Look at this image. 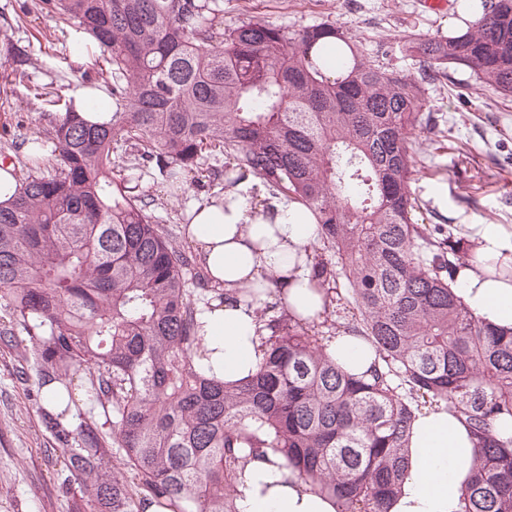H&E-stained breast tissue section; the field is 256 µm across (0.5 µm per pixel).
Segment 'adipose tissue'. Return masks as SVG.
<instances>
[{"label":"adipose tissue","instance_id":"adipose-tissue-1","mask_svg":"<svg viewBox=\"0 0 512 512\" xmlns=\"http://www.w3.org/2000/svg\"><path fill=\"white\" fill-rule=\"evenodd\" d=\"M252 179L204 195L185 214V234L213 286L223 289V304L200 305L198 321L207 376L237 381L256 372L259 349L257 298L278 289L284 309L311 320L323 310V298L310 282L307 255L317 237L312 214L282 197L258 202ZM476 263L461 270L458 293L480 319L512 327V277L495 263L512 267V235L501 225L479 224L471 236ZM330 355L350 373L363 374L375 351L362 337H336ZM409 475L391 512H457L459 488L473 459L467 429L445 408L421 414L410 437ZM239 512H337L332 500L301 483L293 468L275 453L253 458L238 486Z\"/></svg>","mask_w":512,"mask_h":512}]
</instances>
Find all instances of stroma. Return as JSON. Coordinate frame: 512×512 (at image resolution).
<instances>
[{"mask_svg": "<svg viewBox=\"0 0 512 512\" xmlns=\"http://www.w3.org/2000/svg\"><path fill=\"white\" fill-rule=\"evenodd\" d=\"M36 0H0V158L13 162L18 179L29 170L30 140L57 121L73 94L93 73L85 46L71 28L35 6ZM448 12L423 11L420 0H224V21L262 20L298 29L331 21L358 36L414 32L448 35ZM32 59L29 82L7 81L8 47ZM426 111L442 117L445 137L429 145L425 169L411 190L432 211L434 223L470 233L475 224L512 230V100L502 99L466 70L453 71L444 89H429ZM223 178L174 187L143 180L157 223L182 249L184 212L201 195L223 189ZM18 349L0 343V512H72L57 485L62 453L42 423L43 392L15 376Z\"/></svg>", "mask_w": 512, "mask_h": 512, "instance_id": "1", "label": "stroma"}]
</instances>
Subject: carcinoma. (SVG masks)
I'll list each match as a JSON object with an SVG mask.
<instances>
[{"label":"carcinoma","mask_w":512,"mask_h":512,"mask_svg":"<svg viewBox=\"0 0 512 512\" xmlns=\"http://www.w3.org/2000/svg\"><path fill=\"white\" fill-rule=\"evenodd\" d=\"M88 33L115 112L92 125L72 108L43 135L56 163L0 205V342L20 378L58 384L70 406L44 414L63 453L60 488L79 512H237L249 459L282 455L338 512H390L408 474L412 424L445 405L476 440L458 512H512V328L474 316L455 292L471 245L417 224L411 182L436 121L424 83L389 67L353 31L215 24L224 0H40ZM457 37L404 35L398 48L437 72L463 67L512 96V0H481ZM343 75L330 79L327 45ZM172 184L224 158V186L250 175L306 206L319 225L312 321L276 300L256 309L263 354L247 380L205 377L194 261L130 195L116 158ZM364 337L370 371L327 353Z\"/></svg>","instance_id":"1"}]
</instances>
